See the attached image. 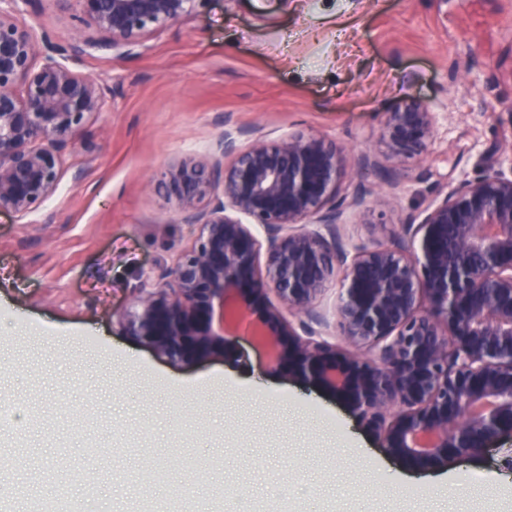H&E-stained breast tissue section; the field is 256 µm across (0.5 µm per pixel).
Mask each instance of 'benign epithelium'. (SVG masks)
<instances>
[{
  "instance_id": "1",
  "label": "benign epithelium",
  "mask_w": 512,
  "mask_h": 512,
  "mask_svg": "<svg viewBox=\"0 0 512 512\" xmlns=\"http://www.w3.org/2000/svg\"><path fill=\"white\" fill-rule=\"evenodd\" d=\"M32 2L0 0V211L21 217L56 193L64 156L106 107L97 79L71 61L91 50L131 57L204 0H49L85 34L68 43L21 23ZM436 125L411 98L386 114L380 139L419 159ZM373 167L319 134L269 142L240 127L168 163L159 185L197 234L142 289L125 330L188 364L251 336L271 365L336 395L398 463L440 468L512 435V165L433 199L391 241L350 249L347 210L373 189L361 183L346 200L340 182ZM333 278L334 329L350 351L313 339L329 327L314 304ZM294 311L310 322L294 325Z\"/></svg>"
}]
</instances>
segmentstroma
Wrapping results in <instances>:
<instances>
[{
	"label": "stroma",
	"instance_id": "1",
	"mask_svg": "<svg viewBox=\"0 0 512 512\" xmlns=\"http://www.w3.org/2000/svg\"><path fill=\"white\" fill-rule=\"evenodd\" d=\"M23 19L68 42L71 16L49 4ZM147 51H95L79 71L109 91L57 194L27 217L0 213V512H33L64 485L76 512H140L185 488L194 512H254L286 495L300 512H512V438L469 461L416 471L392 460L345 405L269 364L235 355L170 361L123 329L158 266L196 231L157 182L204 153L225 126L274 141L314 132L373 156L398 186L365 172L374 195L349 210L347 244L386 242L447 186L497 169L512 146V0H209L150 33ZM417 97L438 114L431 153L388 156L385 116ZM166 482L144 486L140 472ZM482 475L460 486V471ZM453 492L426 497L424 481Z\"/></svg>",
	"mask_w": 512,
	"mask_h": 512
}]
</instances>
